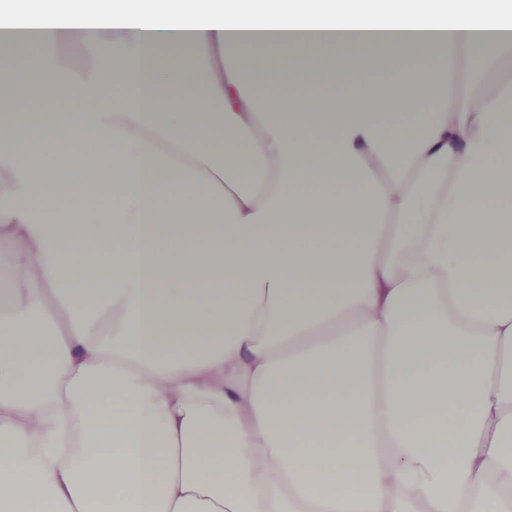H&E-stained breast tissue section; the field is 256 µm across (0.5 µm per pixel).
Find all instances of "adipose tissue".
<instances>
[{
	"label": "adipose tissue",
	"mask_w": 512,
	"mask_h": 512,
	"mask_svg": "<svg viewBox=\"0 0 512 512\" xmlns=\"http://www.w3.org/2000/svg\"><path fill=\"white\" fill-rule=\"evenodd\" d=\"M0 30V512H512V81L447 103L436 52L511 53L502 0H37ZM31 66L89 109L31 110Z\"/></svg>",
	"instance_id": "obj_1"
}]
</instances>
